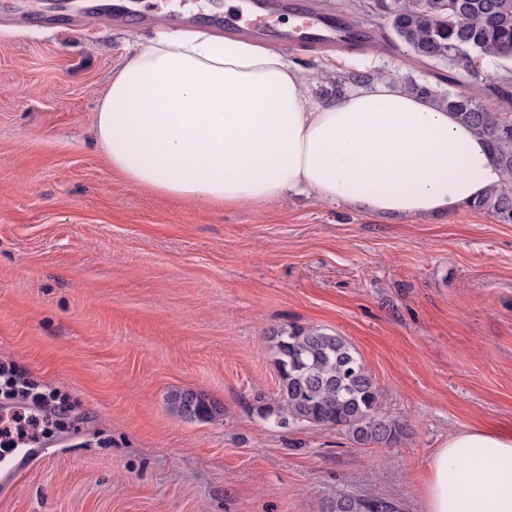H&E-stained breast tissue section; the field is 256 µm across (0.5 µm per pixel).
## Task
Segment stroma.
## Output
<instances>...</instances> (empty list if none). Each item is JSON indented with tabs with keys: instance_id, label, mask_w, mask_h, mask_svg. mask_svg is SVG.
I'll list each match as a JSON object with an SVG mask.
<instances>
[{
	"instance_id": "stroma-1",
	"label": "stroma",
	"mask_w": 512,
	"mask_h": 512,
	"mask_svg": "<svg viewBox=\"0 0 512 512\" xmlns=\"http://www.w3.org/2000/svg\"><path fill=\"white\" fill-rule=\"evenodd\" d=\"M81 0H0V359L59 391L71 444L0 512H330L343 495L424 512L448 437L512 428V224L467 207L410 221L312 197L202 208L127 183L95 144L126 52L155 32ZM360 71L430 76L406 47ZM344 337L403 426L390 446L271 426L281 325ZM192 390L212 420L169 399Z\"/></svg>"
}]
</instances>
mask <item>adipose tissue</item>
<instances>
[{"label":"adipose tissue","instance_id":"ef3b65f1","mask_svg":"<svg viewBox=\"0 0 512 512\" xmlns=\"http://www.w3.org/2000/svg\"><path fill=\"white\" fill-rule=\"evenodd\" d=\"M94 129L130 184L208 207L307 195L423 218L503 180L484 137L390 79L321 105L279 51L203 30L159 33L126 56ZM424 501L425 512H512V432L450 436Z\"/></svg>","mask_w":512,"mask_h":512}]
</instances>
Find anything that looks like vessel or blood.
<instances>
[{"mask_svg":"<svg viewBox=\"0 0 512 512\" xmlns=\"http://www.w3.org/2000/svg\"><path fill=\"white\" fill-rule=\"evenodd\" d=\"M284 14L294 19L290 27L278 23ZM112 18L127 25L154 22L158 15L137 0H114ZM203 22L223 35L278 47L351 48L375 35L373 29L355 26L344 13L317 9L313 0H239L224 11L206 14ZM49 448V442L24 439L0 453V496L12 494L21 477L49 457Z\"/></svg>","mask_w":512,"mask_h":512,"instance_id":"b4317fda","label":"vessel or blood"}]
</instances>
